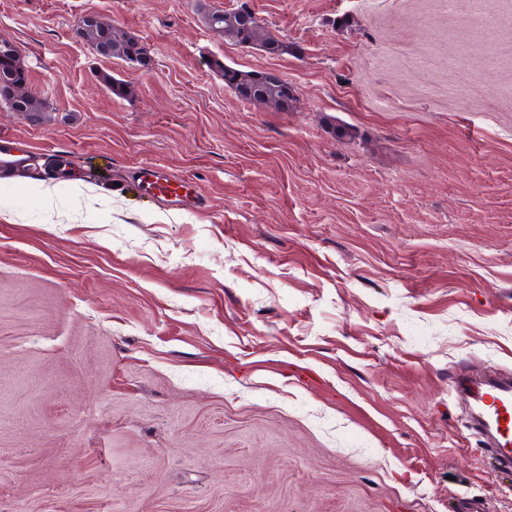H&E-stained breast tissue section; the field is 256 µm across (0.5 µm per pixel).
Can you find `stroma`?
<instances>
[{"label":"stroma","instance_id":"1","mask_svg":"<svg viewBox=\"0 0 512 512\" xmlns=\"http://www.w3.org/2000/svg\"><path fill=\"white\" fill-rule=\"evenodd\" d=\"M491 3L480 25L471 0H0L50 105L0 104V134L70 161L0 172V512H512L455 393L512 377V0ZM241 6L286 53L203 20ZM88 14L146 66L76 38ZM224 65L279 73L294 108L240 101ZM156 174L154 170L148 168L139 169L135 175L136 183L140 185L144 182L149 188L156 190L163 196H165V194L177 196V189L179 187H173L168 178H162Z\"/></svg>","mask_w":512,"mask_h":512}]
</instances>
